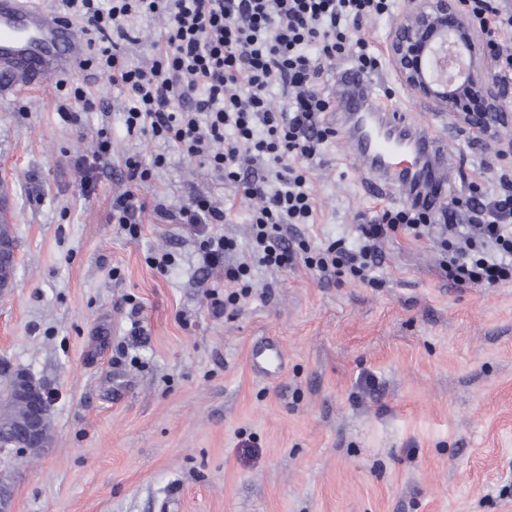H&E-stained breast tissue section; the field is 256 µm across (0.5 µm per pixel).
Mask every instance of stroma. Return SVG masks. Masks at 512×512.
Instances as JSON below:
<instances>
[{
    "label": "stroma",
    "instance_id": "stroma-1",
    "mask_svg": "<svg viewBox=\"0 0 512 512\" xmlns=\"http://www.w3.org/2000/svg\"><path fill=\"white\" fill-rule=\"evenodd\" d=\"M409 7L395 0L359 36L383 60L378 92L447 139L458 161L448 195L462 198L490 180L494 150L471 146L387 61ZM162 24L130 19L129 67L147 64ZM71 78L98 102L81 128L65 118L79 107L74 87L52 80L0 104V184L18 244L16 286L0 297V358L52 393L48 452L27 466L0 458L14 473V512H512V283L449 285L434 229L383 239L377 285L327 282L301 261L257 267L251 297L214 317L206 289L241 261L249 207L222 226L238 251L201 277L198 229L156 208L233 190L174 156L139 187L146 207L130 238L112 221L123 161L148 164L167 147L127 136L126 94L97 63ZM103 128L110 164L86 173L78 161ZM309 187L314 249L395 204L364 189L341 139L313 162ZM160 253L175 258L164 274L146 263ZM267 336L286 356L274 380L248 361Z\"/></svg>",
    "mask_w": 512,
    "mask_h": 512
}]
</instances>
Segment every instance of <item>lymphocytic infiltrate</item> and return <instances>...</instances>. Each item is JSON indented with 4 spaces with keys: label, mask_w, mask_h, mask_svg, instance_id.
<instances>
[{
    "label": "lymphocytic infiltrate",
    "mask_w": 512,
    "mask_h": 512,
    "mask_svg": "<svg viewBox=\"0 0 512 512\" xmlns=\"http://www.w3.org/2000/svg\"><path fill=\"white\" fill-rule=\"evenodd\" d=\"M66 18L82 24L96 63L125 90L128 135L150 137L186 160L207 165L221 181L237 185L253 202L247 253L225 267L223 292L208 291L211 312L221 317L252 294L251 270L285 269L303 245L295 227L315 221L308 188L309 162L336 137L321 116L331 100L319 88L326 68L352 57L357 69L379 61L356 35L368 18L389 13L392 0H62ZM469 16L487 26L489 50L500 82H512V53L502 34H512V13L497 0H463ZM162 17L153 58L127 67L120 42L130 40L134 15ZM166 154L151 164L124 160L127 189L112 200V221L131 237L140 233L145 203L136 192ZM471 232L445 224L442 245L455 287H496L512 282V168H497L490 187H475L464 201ZM228 212L210 196H190L173 214L180 224H223ZM431 209L387 208L355 229L358 244L339 238L305 262L323 279L364 283L381 263L379 241L403 234L418 238L431 227Z\"/></svg>",
    "instance_id": "1"
}]
</instances>
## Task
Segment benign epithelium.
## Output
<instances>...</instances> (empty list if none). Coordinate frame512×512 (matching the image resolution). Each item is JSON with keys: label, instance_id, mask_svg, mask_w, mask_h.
<instances>
[{"label": "benign epithelium", "instance_id": "benign-epithelium-1", "mask_svg": "<svg viewBox=\"0 0 512 512\" xmlns=\"http://www.w3.org/2000/svg\"><path fill=\"white\" fill-rule=\"evenodd\" d=\"M387 52L399 80L448 116L472 121L489 139L512 116V94L492 71L485 35L477 31L461 0H411L394 25ZM16 398L29 405L21 433L39 438L51 417L49 388L18 370ZM0 512H13V477L0 475Z\"/></svg>", "mask_w": 512, "mask_h": 512}]
</instances>
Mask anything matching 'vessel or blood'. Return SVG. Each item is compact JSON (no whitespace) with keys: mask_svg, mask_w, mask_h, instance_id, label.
Wrapping results in <instances>:
<instances>
[{"mask_svg":"<svg viewBox=\"0 0 512 512\" xmlns=\"http://www.w3.org/2000/svg\"><path fill=\"white\" fill-rule=\"evenodd\" d=\"M90 50L81 27L65 21L45 0H0V102L79 67ZM336 133L352 150L368 192L433 206L446 195L450 167L440 139L406 109L384 104L373 81L356 69L341 76ZM254 371L274 376L285 364L269 339L250 354Z\"/></svg>","mask_w":512,"mask_h":512,"instance_id":"1","label":"vessel or blood"}]
</instances>
